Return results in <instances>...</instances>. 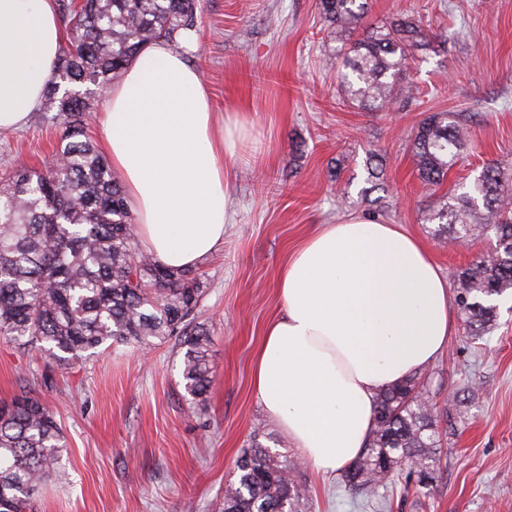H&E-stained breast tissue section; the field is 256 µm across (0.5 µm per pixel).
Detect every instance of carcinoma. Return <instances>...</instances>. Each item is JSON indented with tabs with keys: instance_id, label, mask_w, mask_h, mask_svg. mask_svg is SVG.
<instances>
[{
	"instance_id": "obj_1",
	"label": "carcinoma",
	"mask_w": 512,
	"mask_h": 512,
	"mask_svg": "<svg viewBox=\"0 0 512 512\" xmlns=\"http://www.w3.org/2000/svg\"><path fill=\"white\" fill-rule=\"evenodd\" d=\"M198 0H60L69 36L47 89L45 109L61 128L57 169L19 165L0 174V336L63 364L101 346L142 348L177 340L184 389L203 399L212 385L210 336L197 326L204 282L197 270L169 269L136 248L137 222L106 158L87 136L93 88L121 77L145 46L196 27ZM368 0H319L321 18L340 43L338 88L346 102L376 112L408 107L417 87L404 77L415 50L430 39L414 15L392 17L354 33ZM473 114L434 112L412 143L417 176L439 186L469 144ZM425 220L438 236L466 243L474 235L491 250L473 257L455 277L465 336L477 343L499 318L497 299L512 293V175L487 165L462 192ZM426 380L413 376L376 395L374 425L364 453L341 477L352 498L389 508L377 494L398 479L418 496L436 480L443 447L435 409L419 397ZM474 390L454 392L444 409L461 417ZM253 434L235 464L220 512H314L297 461ZM64 432L37 398L0 405V512H27L39 486L59 470Z\"/></svg>"
}]
</instances>
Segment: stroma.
Wrapping results in <instances>:
<instances>
[{"label": "stroma", "instance_id": "stroma-1", "mask_svg": "<svg viewBox=\"0 0 512 512\" xmlns=\"http://www.w3.org/2000/svg\"><path fill=\"white\" fill-rule=\"evenodd\" d=\"M423 17L437 38L409 74L421 95L408 108L373 112L343 100L336 47L317 0H199L186 63L215 112L245 113L246 136L229 163L232 214L224 244L202 261L205 293L197 321L209 334L213 383L204 400L186 394L174 343L113 346L61 365L0 336V402L29 393L63 427L60 474L34 512H215L250 447L287 444L252 388L255 352L283 310L276 271L290 251L326 224L361 216L418 237L445 276L487 240L448 247L433 239L426 212L489 163L512 169V0H371L367 22ZM474 112V145L437 187L423 185L411 154L428 113ZM49 112L0 132V172L39 167L59 140ZM382 166L370 188L367 161ZM433 404L469 384L479 390L437 461L427 497L389 488L391 512H512V310L471 345L455 327L425 370ZM302 473L316 512H357L337 478Z\"/></svg>", "mask_w": 512, "mask_h": 512}]
</instances>
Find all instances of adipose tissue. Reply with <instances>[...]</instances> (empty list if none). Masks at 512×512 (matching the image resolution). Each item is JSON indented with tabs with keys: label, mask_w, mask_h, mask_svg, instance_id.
I'll list each match as a JSON object with an SVG mask.
<instances>
[{
	"label": "adipose tissue",
	"mask_w": 512,
	"mask_h": 512,
	"mask_svg": "<svg viewBox=\"0 0 512 512\" xmlns=\"http://www.w3.org/2000/svg\"><path fill=\"white\" fill-rule=\"evenodd\" d=\"M62 48L56 0H0V130L38 111ZM100 126L146 252L187 269L223 246L228 163L247 125L215 124L180 49L160 41L141 51L107 91ZM279 293L284 311L265 328L253 390L298 453L333 476L364 449L378 391L447 346L448 281L417 238L351 216L292 252Z\"/></svg>",
	"instance_id": "adipose-tissue-1"
}]
</instances>
